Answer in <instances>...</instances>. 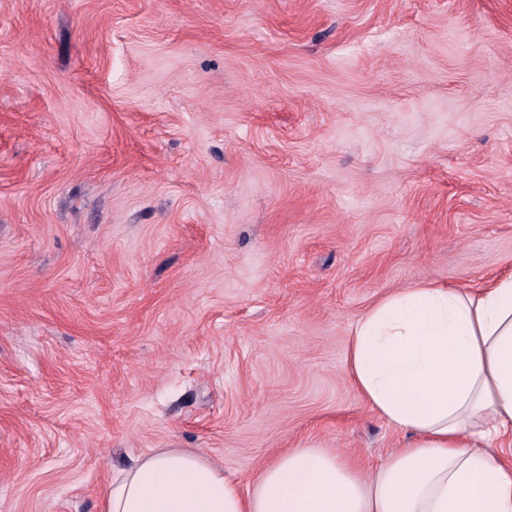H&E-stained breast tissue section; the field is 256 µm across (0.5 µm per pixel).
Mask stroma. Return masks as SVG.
<instances>
[{
    "label": "stroma",
    "instance_id": "1",
    "mask_svg": "<svg viewBox=\"0 0 512 512\" xmlns=\"http://www.w3.org/2000/svg\"><path fill=\"white\" fill-rule=\"evenodd\" d=\"M511 273L512 0H0V512L377 465L355 325Z\"/></svg>",
    "mask_w": 512,
    "mask_h": 512
}]
</instances>
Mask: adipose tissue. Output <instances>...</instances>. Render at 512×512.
Listing matches in <instances>:
<instances>
[{
	"label": "adipose tissue",
	"mask_w": 512,
	"mask_h": 512,
	"mask_svg": "<svg viewBox=\"0 0 512 512\" xmlns=\"http://www.w3.org/2000/svg\"><path fill=\"white\" fill-rule=\"evenodd\" d=\"M352 381L407 442L371 468L306 443L242 493L201 456L160 450L118 472L102 512H512V274L478 290L425 284L357 323Z\"/></svg>",
	"instance_id": "obj_1"
}]
</instances>
